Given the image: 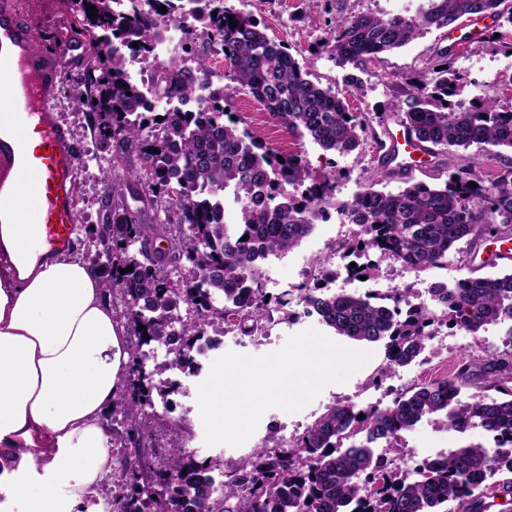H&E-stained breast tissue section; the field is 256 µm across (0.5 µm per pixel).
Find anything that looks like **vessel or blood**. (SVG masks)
I'll return each instance as SVG.
<instances>
[{
	"instance_id": "b4317fda",
	"label": "vessel or blood",
	"mask_w": 512,
	"mask_h": 512,
	"mask_svg": "<svg viewBox=\"0 0 512 512\" xmlns=\"http://www.w3.org/2000/svg\"><path fill=\"white\" fill-rule=\"evenodd\" d=\"M88 52L86 44L67 38L54 51L38 48L33 28L17 0H0V109L11 112L14 122L0 125V223H13L22 209L17 198L23 182H30L45 241L53 250L68 249L78 221L76 145L55 104L63 61L79 63ZM33 129L42 148L27 151L20 138ZM387 170L403 174L419 170L437 172V150L416 138L409 126L395 122L385 131L382 146ZM512 262V247L474 253L471 271Z\"/></svg>"
}]
</instances>
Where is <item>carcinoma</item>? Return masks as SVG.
Returning <instances> with one entry per match:
<instances>
[{"label": "carcinoma", "instance_id": "carcinoma-1", "mask_svg": "<svg viewBox=\"0 0 512 512\" xmlns=\"http://www.w3.org/2000/svg\"><path fill=\"white\" fill-rule=\"evenodd\" d=\"M153 2L151 11L116 15L112 0H62L90 47V61L72 78L67 100L91 116V136L112 150V163L102 172L106 221L84 227L85 238L73 250L102 269L105 292L119 297L117 316L135 337L115 402L123 418L109 428L117 467L102 485L115 512H440L453 501L458 512H476L489 492L511 495L512 479L498 476L512 474V457L501 448L512 436V393L499 388L512 377V326L504 349L485 348L445 378L394 392L383 407L340 400L300 436L274 439L223 468L219 481L216 466L195 461L185 448L186 430L162 453L143 452L151 421L142 414L155 409L146 382L196 364L190 346L206 326L251 338L277 318L294 319L292 299H266L261 261L297 247L329 208L348 225L337 251L344 258L368 257L360 270L368 278L379 275L387 258L415 273L446 265L451 255L467 258L480 234L512 241V166L485 179L477 171L478 155H465L473 146L512 150V103L493 95L478 102L463 98L464 77L448 65V49L435 50L411 82L403 121L420 140L463 162L442 187L408 181L398 192H385L376 189L384 181L377 175L352 199L336 202L334 187L317 179L301 155H285L239 129L226 111L228 98L249 93L287 133L307 135L339 155L361 154L365 124L350 112L346 93L312 79L285 42L268 36L266 24L224 0H189L201 23L191 37L194 65L174 67L159 85L179 98L181 111L147 121L114 44L135 42L143 49L159 28L182 22L177 0ZM90 4L97 9L93 19ZM478 15L512 24V0H424L413 17L338 14L324 48L336 66L363 71L428 29L453 28ZM230 17L238 25H230ZM216 45L225 52L228 93L205 108L195 84ZM132 156L137 169L129 164ZM289 186L303 189L301 197L288 194ZM129 196L141 206L131 208ZM221 196L236 201L238 223L224 222ZM130 265L133 270L119 272ZM172 269L181 271L175 279ZM429 295L430 303L404 313L400 288L383 296L330 292L321 283L298 289L306 312L337 335L388 339L377 386L414 362L439 326L479 337L491 324L512 322V273L468 277L453 288L434 284ZM153 343L168 347L170 359L149 364L144 347ZM467 386L477 392L464 398ZM492 390L498 395H489ZM438 414L457 432L492 434L495 447L464 445L437 464L413 469L374 454L373 444L382 441L392 451L402 432Z\"/></svg>", "mask_w": 512, "mask_h": 512}]
</instances>
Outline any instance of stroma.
Wrapping results in <instances>:
<instances>
[{"label":"stroma","mask_w":512,"mask_h":512,"mask_svg":"<svg viewBox=\"0 0 512 512\" xmlns=\"http://www.w3.org/2000/svg\"><path fill=\"white\" fill-rule=\"evenodd\" d=\"M421 5L422 0H250L246 11L268 25L270 36L287 42L290 52L300 63L310 67L313 75L319 77L322 83H331L341 89L345 86L346 72L336 68L321 48L329 12L340 7L347 13L370 12L378 16L400 13L412 16ZM22 8L30 14L36 43L40 48L54 49L65 37L75 32L71 17L61 7L59 0H24ZM489 31V37L465 45L451 59L452 68L466 78L465 97L472 98L489 89L494 94L512 97V24L495 22ZM446 37V30H429L407 46L367 64L365 73L361 75L362 90L349 98L351 111L361 114L374 133H381L384 119L397 110L405 109L409 81L422 71L435 47L446 45ZM57 105L62 120L83 151V168L76 184L78 223L82 226L94 224L104 203L99 167L106 164L108 155L90 135L88 126L91 118L88 114L73 109L62 97L58 98ZM230 110L242 119L244 127L258 130L269 144L277 147L285 143L299 151L317 176L334 186L336 200L351 199L368 184L380 167L379 147L375 142H368L360 157L340 156L321 149L309 137L296 138L287 134L277 116L254 111L248 95H233ZM337 230V221L317 223L300 246L284 256L267 260L264 264L267 293L279 295L312 282L320 267L337 268L340 264L334 254ZM380 274L397 287L409 289L411 295L415 296L430 283L468 277L469 270L456 262L415 275L385 261L381 264ZM320 326V321L315 318L303 323L278 320L269 324L264 335L254 338L230 334L219 336L209 327L205 334L215 337L216 344L206 351L200 371L195 374L177 368L166 371V378L176 387L168 416L186 423L191 433L189 447L197 459H213L224 466L233 465L270 439L301 434L325 412L327 406L336 401L351 400L363 405L381 399V391L371 387L370 380L383 363L384 345L380 342H361L357 345L358 350L371 351L373 357L346 383L327 385L316 399L299 412L268 410L255 433L242 446L210 447L205 444L197 388L207 377L211 363L230 351L253 356L275 352L285 344L288 336L308 327L317 329ZM491 442V435L482 429L475 428L461 434L448 429L443 417L428 416L403 433L397 453L401 456L412 452L421 454L438 448L454 449L465 444L488 445Z\"/></svg>","instance_id":"obj_1"}]
</instances>
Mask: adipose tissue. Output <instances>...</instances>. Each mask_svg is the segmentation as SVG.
<instances>
[{"mask_svg": "<svg viewBox=\"0 0 512 512\" xmlns=\"http://www.w3.org/2000/svg\"><path fill=\"white\" fill-rule=\"evenodd\" d=\"M100 270L50 251L35 216L0 224V499L23 512H112L108 414L129 363Z\"/></svg>", "mask_w": 512, "mask_h": 512, "instance_id": "1", "label": "adipose tissue"}]
</instances>
